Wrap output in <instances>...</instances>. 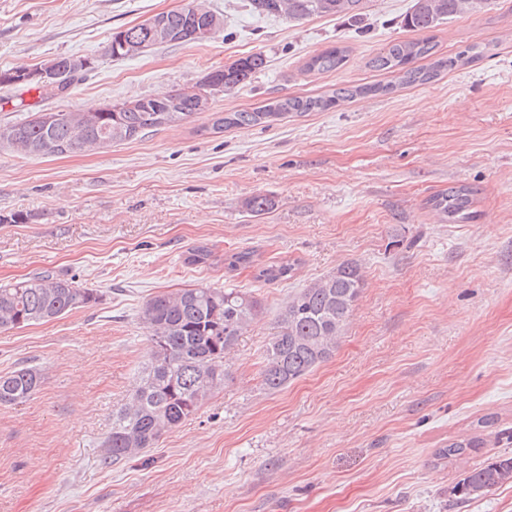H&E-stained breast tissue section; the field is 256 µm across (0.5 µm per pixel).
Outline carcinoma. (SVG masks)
Returning a JSON list of instances; mask_svg holds the SVG:
<instances>
[{
	"mask_svg": "<svg viewBox=\"0 0 512 512\" xmlns=\"http://www.w3.org/2000/svg\"><path fill=\"white\" fill-rule=\"evenodd\" d=\"M192 4L201 7L197 0H189L183 8L168 12L166 36L155 37L153 30L142 23L117 30L112 37L123 36L144 51L156 45L195 42ZM489 4L490 0H413L402 26L417 32L431 31L453 16L483 12ZM248 5L260 15L284 14L295 21L327 15L360 22L366 0H248ZM469 51L482 54L481 46L475 44L454 57H440L427 66H417L416 61L435 54V44L428 38L397 42L371 58L369 66L395 75L400 86L425 84L465 65L470 59ZM347 58V48H327L308 58L304 69L331 73L344 67ZM265 66L263 55L251 54L215 69V73L223 91L231 92ZM0 85L34 88L25 67L0 70ZM393 89L390 83L364 84L338 88L321 96L274 98L252 110L212 113L211 130L220 134L234 128L270 127L288 116L322 112L342 100ZM172 103L176 111H164ZM195 115L197 100L176 90L161 99L144 97L141 107L129 112H68L67 119L48 127L27 117L4 130L7 141L25 154L61 156L90 151L88 142H97L103 149L134 140ZM427 204L444 223L463 224L477 218L471 210L473 191L465 185L450 186L431 196ZM224 265L229 271L251 269L255 279L275 283L291 278L298 262L289 259L263 263L254 253L242 250L226 254ZM363 288L361 266L347 262L288 300L278 317L279 331L266 350L263 381L267 388L278 390L333 355ZM98 300L94 290L80 288L50 271L0 284V330L45 323ZM262 312L259 298L233 288H186L150 298L140 319L154 344L153 356L127 402L112 414V432L104 442L103 464L137 457L154 447L165 432L194 415L206 397L224 384V354ZM40 385L41 375L33 367L1 374L0 406L26 402ZM482 447L484 438L473 436L449 443L435 456L440 460L456 459L468 452L477 453ZM504 485H512V456L494 454L471 469L451 493L456 500L469 502Z\"/></svg>",
	"mask_w": 512,
	"mask_h": 512,
	"instance_id": "obj_1",
	"label": "carcinoma"
}]
</instances>
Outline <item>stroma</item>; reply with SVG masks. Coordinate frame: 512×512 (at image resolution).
<instances>
[{"label":"stroma","instance_id":"stroma-1","mask_svg":"<svg viewBox=\"0 0 512 512\" xmlns=\"http://www.w3.org/2000/svg\"><path fill=\"white\" fill-rule=\"evenodd\" d=\"M187 0H0V70L59 55L92 66L57 97L0 85V127L188 89L260 53L266 68L215 96L212 112L285 95L390 82L371 58L416 39L413 0H368L367 28L336 16L254 15L206 0L224 27L202 43L116 59L114 31ZM437 56L484 53L435 81L358 98L272 127L208 132L212 113L95 153L26 155L0 145V282L42 271L100 299L58 319L0 331V374L36 367L25 403L0 407V512H512V488L474 503L449 491L483 457L512 452V0L448 19ZM346 65H303L333 45ZM476 192L477 218L439 223L430 196ZM265 195L259 216L245 199ZM28 213L26 224L7 215ZM207 247L208 263L187 264ZM250 250L299 266L276 283L228 273ZM365 286L332 358L278 390L266 346L290 297L340 264ZM236 288L263 312L224 357V386L154 448L106 467L112 414L151 357L140 321L151 297ZM482 435L481 453H434Z\"/></svg>","mask_w":512,"mask_h":512}]
</instances>
